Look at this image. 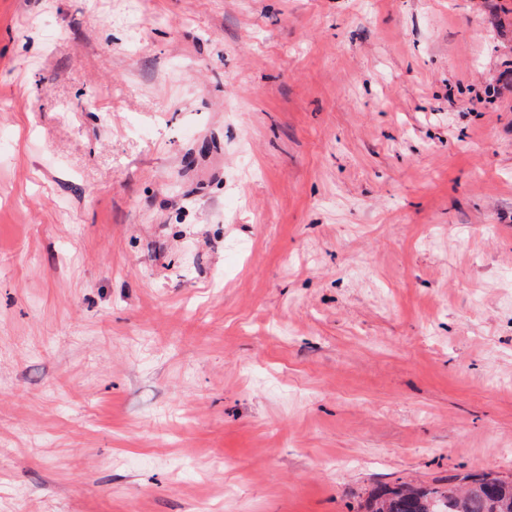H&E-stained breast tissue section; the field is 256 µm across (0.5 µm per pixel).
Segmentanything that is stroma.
<instances>
[{
  "mask_svg": "<svg viewBox=\"0 0 512 512\" xmlns=\"http://www.w3.org/2000/svg\"><path fill=\"white\" fill-rule=\"evenodd\" d=\"M482 471L512 476V0H0V512Z\"/></svg>",
  "mask_w": 512,
  "mask_h": 512,
  "instance_id": "stroma-1",
  "label": "stroma"
}]
</instances>
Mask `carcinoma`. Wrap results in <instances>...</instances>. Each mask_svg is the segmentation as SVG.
<instances>
[{
  "mask_svg": "<svg viewBox=\"0 0 512 512\" xmlns=\"http://www.w3.org/2000/svg\"><path fill=\"white\" fill-rule=\"evenodd\" d=\"M362 512H512V479L490 472L448 478V485H400L372 492Z\"/></svg>",
  "mask_w": 512,
  "mask_h": 512,
  "instance_id": "obj_1",
  "label": "carcinoma"
}]
</instances>
